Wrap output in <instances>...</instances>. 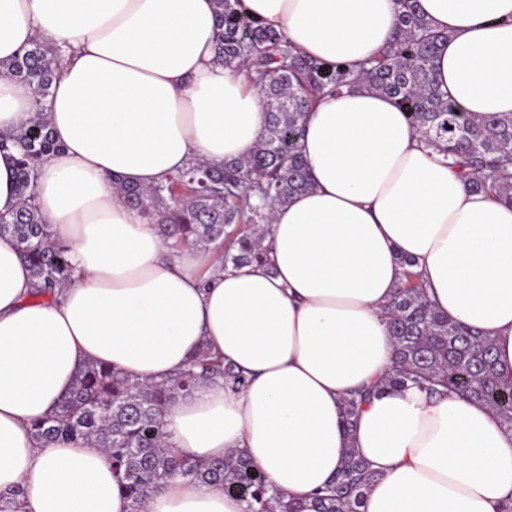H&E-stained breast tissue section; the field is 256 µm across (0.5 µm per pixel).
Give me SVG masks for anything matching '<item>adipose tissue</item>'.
Returning a JSON list of instances; mask_svg holds the SVG:
<instances>
[{
    "label": "adipose tissue",
    "instance_id": "adipose-tissue-1",
    "mask_svg": "<svg viewBox=\"0 0 512 512\" xmlns=\"http://www.w3.org/2000/svg\"><path fill=\"white\" fill-rule=\"evenodd\" d=\"M448 33L441 88L465 114L512 112V0H420ZM305 54L360 62L390 38L396 0H244ZM215 0H0V61L44 36L68 49L46 118L61 150L42 169L38 208L70 247L75 281L53 301L18 245L0 237V492L18 512H129L102 448L42 445L32 423L78 368L102 363L168 379L208 345L248 378L206 382L171 403L174 448L205 461L240 452L279 490L308 500L351 447L377 471L360 512H504L512 430L484 404L413 385L361 406L346 394L393 360L381 316L401 257L434 307L476 329L512 381V205L472 192L426 148L404 110L357 88L309 112L302 153L312 187L275 208L267 260L240 269L174 250L115 182L150 187L189 162L248 155L261 98L218 61ZM34 115L31 87L0 75V134ZM146 512H243L223 485L171 480ZM373 388V386L371 387ZM371 388H362L351 391L343 401V421L348 431H352L356 425V416L363 400L370 394Z\"/></svg>",
    "mask_w": 512,
    "mask_h": 512
}]
</instances>
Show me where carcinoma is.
<instances>
[{
  "label": "carcinoma",
  "mask_w": 512,
  "mask_h": 512,
  "mask_svg": "<svg viewBox=\"0 0 512 512\" xmlns=\"http://www.w3.org/2000/svg\"><path fill=\"white\" fill-rule=\"evenodd\" d=\"M398 19L387 45L358 64L313 59L288 43L281 32L249 16L242 0H216L217 57L244 70L261 95L267 123L254 150L221 164L194 163L149 188L118 182L126 204L156 225L165 239L203 252L222 250V261L242 267L265 258L262 225L275 205H286L311 188L301 151L306 116L320 97L364 88L386 95L408 115L421 141L448 159L475 192H494L512 203V113L465 115L440 89L435 65L440 43L419 0H397ZM61 58L53 41L38 38L0 71L34 92L35 116L16 132L0 136V150L18 148L19 205L0 214V235H10L37 282L38 297L53 296L73 282L69 246L52 235L35 207L42 166L59 151L45 117L47 99ZM394 341L393 370L376 388L413 382L432 394L456 392L487 405L501 425L512 429V384L497 370L494 345L470 327L433 307L418 276L406 273L385 311ZM219 379L233 390L245 375L198 349L173 377L147 383L108 365L88 362L71 391L46 417L32 425L46 445L84 439L103 448L113 474L130 499V512H144L154 489L173 478L200 486L222 483L246 504L245 512H359L376 472L355 449H346L344 467L309 502L290 499L239 453L202 461L171 448L165 414L178 397L199 382ZM371 389L350 392L343 401L347 430Z\"/></svg>",
  "instance_id": "1"
}]
</instances>
